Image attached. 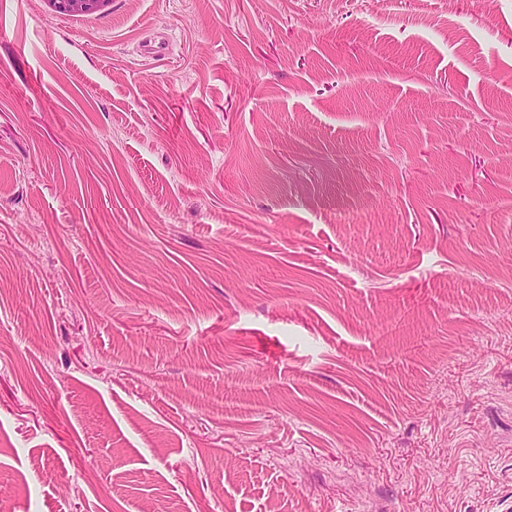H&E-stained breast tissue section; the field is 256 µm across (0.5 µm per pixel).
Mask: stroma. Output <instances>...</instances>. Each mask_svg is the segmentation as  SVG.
Listing matches in <instances>:
<instances>
[{"label": "stroma", "instance_id": "stroma-1", "mask_svg": "<svg viewBox=\"0 0 512 512\" xmlns=\"http://www.w3.org/2000/svg\"><path fill=\"white\" fill-rule=\"evenodd\" d=\"M0 512H512V0H0ZM55 15L93 14L108 6L111 0H45Z\"/></svg>", "mask_w": 512, "mask_h": 512}]
</instances>
